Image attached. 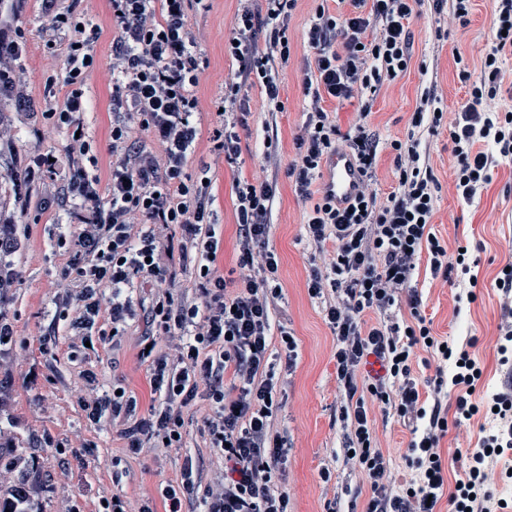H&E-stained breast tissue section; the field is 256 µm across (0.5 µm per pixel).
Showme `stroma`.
Wrapping results in <instances>:
<instances>
[{"instance_id":"stroma-1","label":"stroma","mask_w":512,"mask_h":512,"mask_svg":"<svg viewBox=\"0 0 512 512\" xmlns=\"http://www.w3.org/2000/svg\"><path fill=\"white\" fill-rule=\"evenodd\" d=\"M320 5L332 14L349 10L344 0H299L288 27L291 59L287 70L279 75L280 103L259 106L260 86L249 88L247 97L252 108L245 127L238 130L241 157L233 167L213 163L209 133L219 123L214 103L223 96L224 76L233 66L224 43L238 2L210 0L208 11L194 14L192 29L205 62L198 89L203 135L188 171L195 177L209 176L212 182L213 208L216 221L222 226L217 264L230 281L237 277L234 182L256 177L277 181L269 235V245L278 258L276 284L280 289L273 319L293 334L298 346V359L293 367H285L281 362L275 365L280 379L275 428L288 446V512H365L367 479L342 452L351 420L346 416L348 401L336 377V338L324 320L320 301L311 298L306 288L312 266H324L333 252L328 247L316 249L309 242L304 222L311 204L297 196L286 174L294 157L293 137L305 120L308 103L302 78L304 60L311 50L304 41V29ZM79 9L101 29L97 64L106 67L117 35L111 2L81 0ZM493 19L491 0H473L469 21L464 25L446 17L436 18L427 4L412 19L410 66L394 81L384 83L371 102L369 128L378 142L374 185L378 203H385L397 187L390 143L407 136L421 93L420 64H427L444 112L455 114L468 97V86L458 77L455 57L464 55L471 69H479ZM21 21L29 42L22 64L30 76L33 100L38 103L48 76L38 0H27ZM439 24L448 30L447 38L442 40L435 37ZM86 97L88 106L83 122L92 142V153L98 160V172L104 176L110 164L111 83L92 77ZM420 149L441 186L433 232L445 241L449 255H456L458 248L465 247L478 264L467 276L453 272L447 282L432 273L427 257H420L411 283L420 298L416 309L429 321L433 336L463 345L481 366L483 376L471 397L478 404L484 393L512 392V366L501 365L498 355L499 325L512 314V300L495 285L501 266L512 261V160H499L491 183L467 203L455 192L456 160L448 133L422 135ZM45 193L42 186L28 191V211L21 222L32 253L24 265L23 284L0 301V308L13 319L20 338L28 342V364L38 365L41 376L33 383L27 378L26 366L15 369L10 409L17 423L15 445L0 450V455L12 457L19 453L36 458L35 468L25 472L24 478L37 489L44 512H69L73 506L79 512H96L101 498L114 495L123 497L135 510L147 504L153 512H165L160 489L176 481L185 457L193 458L205 482L221 465L220 459L206 448L200 433L204 407L198 403L190 408L183 448L158 458L128 457L111 427L94 426L86 420L77 383V374L84 364L70 356L73 338L67 328L52 324L56 310L52 283L64 263L53 243L57 234L70 225L71 208L66 205L43 211ZM416 309L403 297L392 312L395 321L409 323ZM142 330V324L136 323L126 335L116 337L94 367L101 372L104 384H120L127 394L137 398L141 412L145 413L153 402V394L147 365L139 356ZM50 333L55 336L56 347L45 354L40 350V338ZM365 403L374 441L388 465L389 479L396 489H403L413 478L405 461L411 430L374 397H366ZM497 427L493 417L482 413L449 423L440 442L446 492H453L464 475L469 454ZM46 434L55 444L68 447V454L61 457L53 447H35V438ZM80 437L87 440V447L75 448Z\"/></svg>"}]
</instances>
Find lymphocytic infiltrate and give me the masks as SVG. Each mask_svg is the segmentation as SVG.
I'll list each match as a JSON object with an SVG mask.
<instances>
[{
    "instance_id": "obj_1",
    "label": "lymphocytic infiltrate",
    "mask_w": 512,
    "mask_h": 512,
    "mask_svg": "<svg viewBox=\"0 0 512 512\" xmlns=\"http://www.w3.org/2000/svg\"><path fill=\"white\" fill-rule=\"evenodd\" d=\"M49 52L61 60L48 85L62 84L63 98L46 93L41 126L65 130L62 154L47 150L29 157L22 172H11L15 186L30 187L62 180L60 192L47 195L43 208L73 200V230L59 234L55 247L65 258L54 286L60 303L55 321L67 322L81 341L103 346L143 322L142 345L149 351L150 386L155 394L148 415L137 413L135 398L110 389L83 400L87 421L111 424L127 452L146 455L169 446L181 447L184 411L196 401L206 404L201 432L209 448L224 460V469L209 483L199 470L184 464L175 484L166 486L167 512H288L283 485L287 449L274 431L277 384L269 360L272 307L279 295L269 276L278 260L269 247L270 218L278 192L276 182L235 183L238 262L248 273L228 289L216 265L220 246L210 186L188 171L201 135L195 114L200 82L198 42L190 12L194 0H112L118 35L112 42V120L108 178L86 166L90 139L81 119L86 109L83 88L92 77L98 29L75 5L39 0ZM239 8L226 48L237 67L224 79L219 127L212 131V151L225 164L241 155L238 125L246 103L239 93L251 79L261 82L268 103L279 98L277 69L291 57L288 25L298 0H238ZM352 9L336 17L317 7L305 38L313 57L303 71L309 98L306 119L293 138L295 158L288 174L297 194L314 199L305 231L316 248L332 246L333 257L307 280L311 298L324 300L325 320L336 337V377L350 400L353 417L344 447L367 478L366 512H436L447 499L450 512H478L491 499L484 462L497 450H512V398L494 393L483 404L458 396L455 412L441 400L421 401L412 375L417 346L426 345L452 361L451 372H438L435 391L447 385L475 387L482 370L468 350L433 338L425 317L411 326L389 315L402 291L410 289L420 255H427L433 273L460 266L469 273L467 253L449 257L448 247L430 231L440 185L414 135L392 141L396 190L377 205L376 148L363 105L357 122L341 131L324 103L359 98L406 72L411 62L409 25L422 0H349ZM25 0H0V95L22 110L32 99L18 60L28 48L20 16ZM379 28L376 37L367 32ZM512 55V0H494L493 36L482 56L479 75H472L463 56H456L459 77L468 82V97L453 124L439 112L435 86L424 87L412 118L414 129L435 134L448 129L456 159L454 187L472 201L492 180L496 158H512V110L494 106L501 93L502 65ZM349 153L360 173L358 193L338 207L320 187L322 167L336 152ZM26 248L15 214L0 211V295L23 281L18 261ZM191 280H184V271ZM151 283V303L135 299V284ZM383 315L384 323L366 326L365 313ZM375 356L385 377L367 390L397 417L424 427L408 448L414 481L401 491L387 482L382 451L373 444L371 423L358 394L356 368ZM397 390H390V383ZM496 409L507 428L486 436L473 452L453 493H445L439 448L449 415L468 420L480 408ZM35 465L16 456L0 467V512H42V504L19 475Z\"/></svg>"
}]
</instances>
